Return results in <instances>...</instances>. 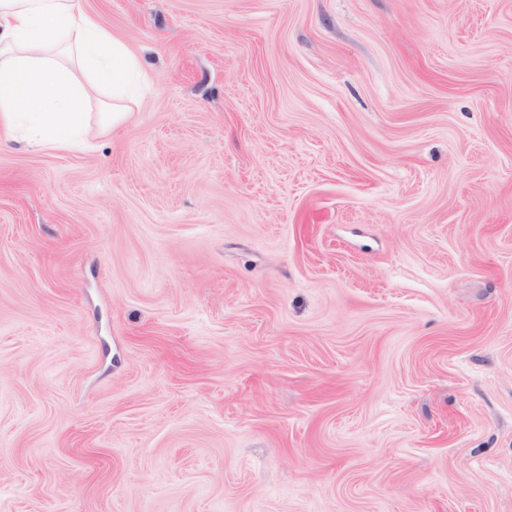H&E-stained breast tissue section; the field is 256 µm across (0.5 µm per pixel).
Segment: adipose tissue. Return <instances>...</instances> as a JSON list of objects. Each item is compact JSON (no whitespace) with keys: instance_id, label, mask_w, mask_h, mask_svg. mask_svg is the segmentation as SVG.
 <instances>
[{"instance_id":"ef3b65f1","label":"adipose tissue","mask_w":512,"mask_h":512,"mask_svg":"<svg viewBox=\"0 0 512 512\" xmlns=\"http://www.w3.org/2000/svg\"><path fill=\"white\" fill-rule=\"evenodd\" d=\"M142 72L83 0H0V147L81 144L95 94L102 127L122 124Z\"/></svg>"}]
</instances>
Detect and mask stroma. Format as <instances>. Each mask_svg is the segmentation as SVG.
<instances>
[{
  "label": "stroma",
  "mask_w": 512,
  "mask_h": 512,
  "mask_svg": "<svg viewBox=\"0 0 512 512\" xmlns=\"http://www.w3.org/2000/svg\"><path fill=\"white\" fill-rule=\"evenodd\" d=\"M142 61L0 151V512H512V0H84Z\"/></svg>",
  "instance_id": "obj_1"
}]
</instances>
